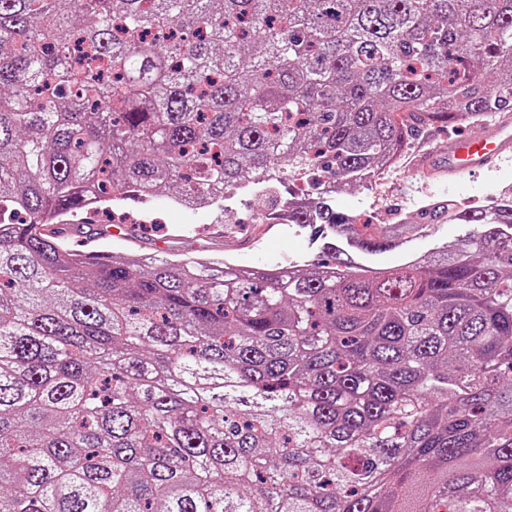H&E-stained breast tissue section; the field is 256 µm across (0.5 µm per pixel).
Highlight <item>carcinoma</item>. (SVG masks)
Listing matches in <instances>:
<instances>
[{"mask_svg": "<svg viewBox=\"0 0 512 512\" xmlns=\"http://www.w3.org/2000/svg\"><path fill=\"white\" fill-rule=\"evenodd\" d=\"M507 108L512 0H0V512H512V193L391 268L333 206ZM314 171V269L60 229Z\"/></svg>", "mask_w": 512, "mask_h": 512, "instance_id": "carcinoma-1", "label": "carcinoma"}]
</instances>
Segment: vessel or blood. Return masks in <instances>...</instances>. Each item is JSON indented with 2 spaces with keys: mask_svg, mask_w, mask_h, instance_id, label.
<instances>
[{
  "mask_svg": "<svg viewBox=\"0 0 512 512\" xmlns=\"http://www.w3.org/2000/svg\"><path fill=\"white\" fill-rule=\"evenodd\" d=\"M509 155H512V115L506 113L488 125L480 136L449 140L444 164L435 165L423 157L416 169L427 177L452 181L462 173L491 168Z\"/></svg>",
  "mask_w": 512,
  "mask_h": 512,
  "instance_id": "vessel-or-blood-1",
  "label": "vessel or blood"
}]
</instances>
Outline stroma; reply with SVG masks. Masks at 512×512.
I'll return each instance as SVG.
<instances>
[{
  "instance_id": "obj_1",
  "label": "stroma",
  "mask_w": 512,
  "mask_h": 512,
  "mask_svg": "<svg viewBox=\"0 0 512 512\" xmlns=\"http://www.w3.org/2000/svg\"><path fill=\"white\" fill-rule=\"evenodd\" d=\"M475 123L464 125H413L402 156L383 170L371 186H354L336 199L339 210L370 216L389 244L373 254H360L361 262L373 267H392L413 257L427 256L454 245L467 236V224H451L431 216L418 224L396 222V208L415 212L430 201L455 198L462 204H486L504 186H512V159L494 171L464 177L445 184L423 177L410 167L416 155L428 152L443 157L449 137L478 131ZM165 196L155 199L156 211L147 214L146 225L130 228L90 243L93 251L138 256L159 254L168 258L184 255H214L241 265H311L323 257L322 242L310 227L288 221L269 222L267 216L278 204L277 197L259 187L239 191L227 200V214L211 210L180 211L167 205Z\"/></svg>"
}]
</instances>
